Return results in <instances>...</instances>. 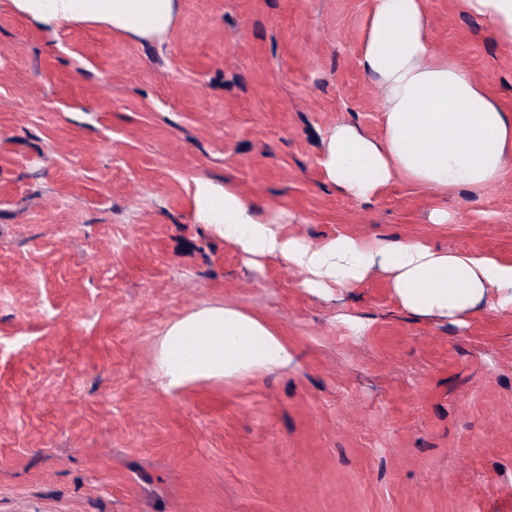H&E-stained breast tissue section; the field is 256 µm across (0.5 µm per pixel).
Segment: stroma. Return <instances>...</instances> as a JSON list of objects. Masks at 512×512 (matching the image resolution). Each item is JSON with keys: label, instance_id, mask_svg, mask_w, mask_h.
Here are the masks:
<instances>
[{"label": "stroma", "instance_id": "stroma-1", "mask_svg": "<svg viewBox=\"0 0 512 512\" xmlns=\"http://www.w3.org/2000/svg\"><path fill=\"white\" fill-rule=\"evenodd\" d=\"M426 7L435 51L512 109V54L459 0ZM370 10L180 0L159 42L0 0V512H512V309L417 317L379 271L316 295L197 220L207 179L314 245L512 263V163L482 189L327 184L328 130L382 132ZM224 304L269 321L288 367L166 389V327Z\"/></svg>", "mask_w": 512, "mask_h": 512}]
</instances>
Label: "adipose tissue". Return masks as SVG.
Listing matches in <instances>:
<instances>
[{
	"mask_svg": "<svg viewBox=\"0 0 512 512\" xmlns=\"http://www.w3.org/2000/svg\"><path fill=\"white\" fill-rule=\"evenodd\" d=\"M500 46L512 52V0H460ZM43 26L72 22L109 26L134 39L166 36L179 0H13ZM359 64L379 82L383 129L374 137L341 123L325 135L318 165L327 182L367 201L401 180L442 188L495 183L512 159V110L464 68L431 49L425 0H373ZM196 213L225 243L251 260H282L302 285L320 294L353 288L376 270L407 312L463 323L480 305L512 309V263L477 251H448L414 239L365 242L348 234L310 246L281 225L257 218L232 185L197 181ZM287 340L263 317L208 306L173 321L155 352L167 385L271 373L288 365Z\"/></svg>",
	"mask_w": 512,
	"mask_h": 512,
	"instance_id": "1",
	"label": "adipose tissue"
}]
</instances>
